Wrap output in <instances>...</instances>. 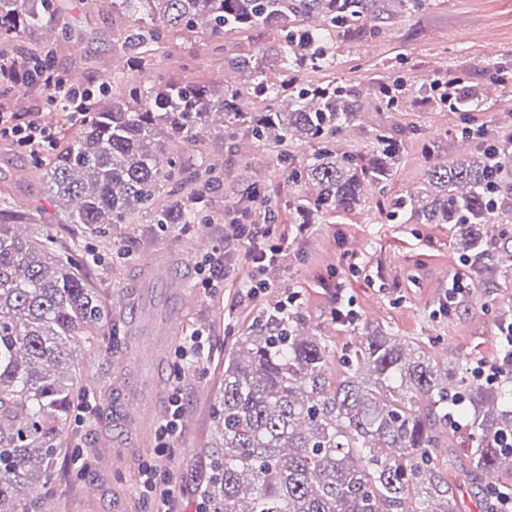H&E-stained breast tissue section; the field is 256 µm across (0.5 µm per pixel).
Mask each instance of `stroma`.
Masks as SVG:
<instances>
[{"mask_svg": "<svg viewBox=\"0 0 512 512\" xmlns=\"http://www.w3.org/2000/svg\"><path fill=\"white\" fill-rule=\"evenodd\" d=\"M53 2L67 19L71 34L54 41L51 64L65 74L73 72L75 59L87 60L78 82L83 89L95 91L100 83L107 82L113 96L118 97L129 87L147 86L161 77L181 83L212 82L223 73L227 58L235 55L254 58L268 74L278 72L273 55L276 36L266 28L229 33L219 43L201 33H185L165 44L151 65L143 66L113 46L114 33L128 26V18L110 7L89 5L87 0ZM490 40L496 46L492 54L486 51ZM299 78L304 83L334 80L359 88L401 82L412 91L458 79L466 87L487 88L489 96L481 121L489 134L512 131V0H427L423 9L383 20L373 32L345 34L336 46L335 69L304 70ZM411 125L420 127V139L403 138V130ZM380 126L403 139L402 160L393 180L398 191L421 182L423 142H433L436 154L444 159L457 157L466 148L460 113L435 111L422 103L408 110L370 112L342 133L340 140L351 149H362L372 130ZM176 150L191 156L199 166L214 164L220 168L222 182L207 200L210 214L221 222L233 216L246 175L241 162L246 151L263 175L266 198L280 204L278 235L288 242V257L270 272V286L259 297H241L250 270L239 256L233 257L223 288L213 292L202 288L196 261L213 243L207 225L161 228L137 217L132 223L91 236L79 225L62 223L44 183L30 174L35 155L7 140H0V197L9 196L24 208L40 206L52 233L64 241L73 237L79 241L89 281L112 293L128 294L132 300L140 287L142 263L159 244L184 250L185 259L172 274L189 278L195 303L185 308L179 301L167 300L163 306L180 312L182 334L208 331L210 352L202 363L188 370H179L171 353L163 366L166 387H180L184 404L183 431L167 462L177 479L181 512L200 509L199 490L207 462L199 451L215 441L216 369L236 338L250 331L259 310L286 298L289 292L299 293L301 315L312 332L324 337L332 348L330 380L334 383L343 379L342 355L364 324L388 327L399 338L422 343L431 354L446 353L449 362L464 369L479 360H496V319L512 310V288L478 282L457 312L448 316L435 311L436 299L461 267L447 225L392 224L376 204L370 203L301 228L286 206L283 163L271 147L259 143L249 146L211 132L200 143L180 144ZM341 298L353 301L358 325L332 321L331 313ZM136 313L133 304L116 312L114 333L99 348L83 342L75 345L79 389L72 397L59 437L63 453L58 464L66 477L59 481L58 494L49 503L51 512H113L116 503L120 512L152 510L139 494L138 476L142 464L156 455L153 433H146L137 447L115 456L107 474H100L97 466L99 456L109 449L100 435H116L119 417L116 406L99 403L98 392L115 390L123 383V370L112 359L133 351L141 339V332L133 326ZM433 457L438 471L452 483L458 512H485L486 499L479 486L470 481L472 465L465 449L457 446L444 453L434 452ZM75 484L80 487L76 493L71 490Z\"/></svg>", "mask_w": 512, "mask_h": 512, "instance_id": "obj_1", "label": "stroma"}]
</instances>
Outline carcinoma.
I'll use <instances>...</instances> for the list:
<instances>
[{
    "label": "carcinoma",
    "mask_w": 512,
    "mask_h": 512,
    "mask_svg": "<svg viewBox=\"0 0 512 512\" xmlns=\"http://www.w3.org/2000/svg\"><path fill=\"white\" fill-rule=\"evenodd\" d=\"M133 25L117 34L122 50L148 65L173 34L209 36L260 27L276 30L286 78L275 83L250 58L227 59L243 76L218 93L209 85L160 80L121 98L93 101L80 132L56 142L37 171L66 224L104 234L144 214L151 224H206L207 190L216 168L192 172L168 155L175 142L197 144L222 117L218 132L274 148L304 145L306 161L281 155L288 209L304 224L352 212L367 194L391 221L447 224L462 262L480 260L512 284V134L478 141L470 152L436 160L423 145L425 178L391 192L400 143L385 128L370 145L347 150L336 141L365 109L398 110L397 84L373 88L329 83L301 87L305 66L331 70L330 42L391 15L411 14L426 0H111ZM67 37L52 0H0V43L42 32ZM254 95L265 106L251 112ZM458 108L480 111L482 93L466 89ZM255 175L236 207L262 200ZM177 196L174 204L161 195ZM0 512H43L55 494V439L77 386L69 343L93 344L112 333L105 288L91 287L56 245L37 208L3 204L0 216ZM28 224L23 237L14 225ZM345 377L331 387L330 353L304 331L298 307L276 306L258 317L224 358L214 429L220 452L204 490L205 512H457L448 483L434 471L452 413L471 414L472 478L481 480L509 458L512 379L479 382L401 340L388 328L365 325L344 354Z\"/></svg>",
    "instance_id": "carcinoma-1"
}]
</instances>
